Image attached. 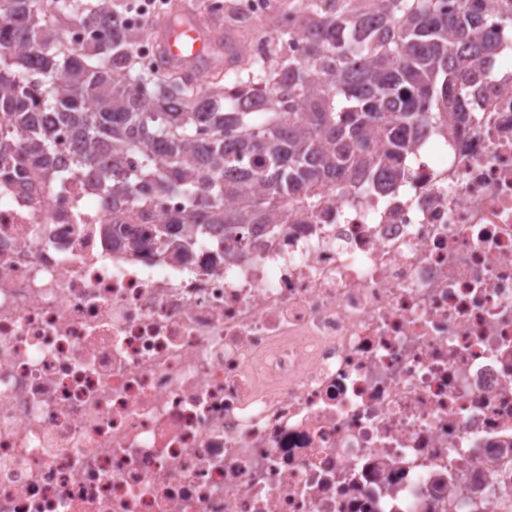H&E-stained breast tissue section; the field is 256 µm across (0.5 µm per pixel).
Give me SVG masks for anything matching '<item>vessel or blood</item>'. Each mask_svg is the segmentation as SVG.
Returning a JSON list of instances; mask_svg holds the SVG:
<instances>
[{
    "label": "vessel or blood",
    "mask_w": 512,
    "mask_h": 512,
    "mask_svg": "<svg viewBox=\"0 0 512 512\" xmlns=\"http://www.w3.org/2000/svg\"><path fill=\"white\" fill-rule=\"evenodd\" d=\"M223 35L222 27L217 24L205 27L194 20L185 19L177 25L157 27L155 41L172 64L191 68L200 63L204 48Z\"/></svg>",
    "instance_id": "obj_1"
}]
</instances>
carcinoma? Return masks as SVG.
Wrapping results in <instances>:
<instances>
[{
	"instance_id": "cac0c4a2",
	"label": "carcinoma",
	"mask_w": 512,
	"mask_h": 512,
	"mask_svg": "<svg viewBox=\"0 0 512 512\" xmlns=\"http://www.w3.org/2000/svg\"><path fill=\"white\" fill-rule=\"evenodd\" d=\"M358 2L306 0L293 13L303 59L283 37L270 57L190 84L160 53L139 66L140 33L113 30L118 0H0V163L24 176L36 159L50 181L67 129L73 172L97 168L90 190L112 192V211L140 220L157 198H186L171 224L189 228L157 229L176 260L202 224H277L329 186L384 189L403 175L411 133L458 124L497 44L483 34L485 0H377L381 14L366 17ZM75 26L101 30L93 51L68 46Z\"/></svg>"
}]
</instances>
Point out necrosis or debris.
Segmentation results:
<instances>
[{"label":"necrosis or debris","instance_id":"4bbe7bcc","mask_svg":"<svg viewBox=\"0 0 512 512\" xmlns=\"http://www.w3.org/2000/svg\"><path fill=\"white\" fill-rule=\"evenodd\" d=\"M396 189L121 252L72 173L0 174V512H448L512 499V27Z\"/></svg>","mask_w":512,"mask_h":512}]
</instances>
